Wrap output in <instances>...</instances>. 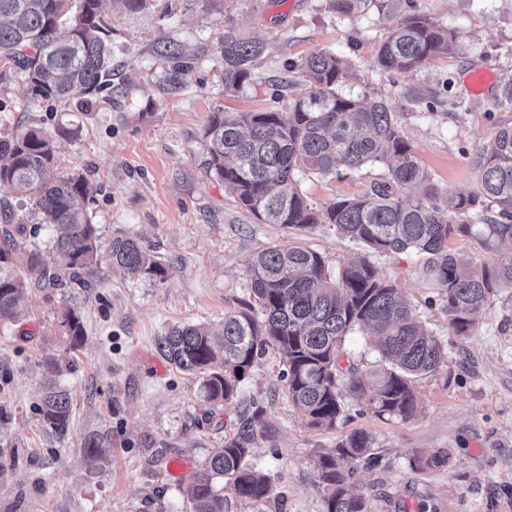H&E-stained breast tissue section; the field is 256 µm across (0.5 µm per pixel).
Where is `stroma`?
Instances as JSON below:
<instances>
[{"mask_svg": "<svg viewBox=\"0 0 512 512\" xmlns=\"http://www.w3.org/2000/svg\"><path fill=\"white\" fill-rule=\"evenodd\" d=\"M112 26V88L89 112L51 113L25 84L0 76V138L30 127L79 123L58 149L60 172L79 171L96 185L86 207L99 243L139 239L166 268L164 281L126 276L101 260L82 288L25 294V315L0 323V512H192L188 484L199 463L244 418L261 409L272 435L258 439L251 463L265 472L271 497L243 512H325L315 486L316 457L346 435L364 431L379 462L360 470L368 512H512V298L494 296L469 337L453 333L425 256L378 254L322 224L303 245L331 266L368 260L415 306L417 318L447 347L448 361L415 385L422 412L385 421L346 404L335 429L309 427L289 403L278 351H269L242 382L238 400L214 406L196 375L177 369L156 340L176 325L220 328L226 311L248 299L246 266L261 251L291 242L287 228L240 209L222 181L207 174L202 134L211 112L287 111L306 85L288 61L327 50L352 67L343 93L389 104L404 137L440 190L470 194L480 186L473 165L499 123L512 122V0H402L461 39L453 54L413 76L375 63L390 23L383 0L359 13H333L328 0H102ZM265 42L252 80L224 90L225 31ZM178 47L187 70L169 83L166 46ZM491 69L484 95L467 92L466 75ZM381 166L326 177L300 175L316 208L370 191ZM24 227L28 246L52 256V230L9 186L0 184V216ZM74 309L84 326L80 347L60 325ZM71 394L69 430L58 437L42 420L48 379ZM107 451L88 457L84 445ZM444 450L447 466L412 467L415 455Z\"/></svg>", "mask_w": 512, "mask_h": 512, "instance_id": "obj_1", "label": "stroma"}]
</instances>
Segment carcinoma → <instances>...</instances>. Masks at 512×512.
<instances>
[{"instance_id":"carcinoma-1","label":"carcinoma","mask_w":512,"mask_h":512,"mask_svg":"<svg viewBox=\"0 0 512 512\" xmlns=\"http://www.w3.org/2000/svg\"><path fill=\"white\" fill-rule=\"evenodd\" d=\"M368 0H329L339 15L358 13ZM377 52L378 65L404 76L430 58L453 52L458 34L418 14L394 13ZM101 0H0V62L32 97L54 111L65 104L90 109L112 84L110 34ZM265 52L259 40L224 32V92L252 80L253 62ZM350 61L329 51L315 52L288 64L309 82L307 93L286 112L211 113L204 130L206 171L232 189L235 202L258 220L305 232L330 224L345 238L376 253L415 252L442 291L449 326L467 337L490 299L512 288V261H487L478 267L448 249V240L469 236L473 225L460 220L472 211L494 207L497 217L483 225L489 249L512 248V123L502 125L476 161L481 192H443L433 183L417 151L404 138L389 105L367 96L340 92ZM78 134V126L30 128L0 139V184L29 196L53 226L54 260L26 247L23 229L5 231L0 266L19 262L26 275L0 276V323L20 316L29 285L27 273L55 286L88 285L101 256L95 224L80 202L97 187L80 172L53 175L58 144ZM381 165L385 176L363 195L339 198L321 209L309 204L296 177L309 172L329 176L343 168L358 171ZM113 267L163 281L165 267L138 240L115 237L106 251ZM251 300L224 313V327L213 334L204 325H176L158 339L161 354L178 369L197 375L204 401L213 405L238 398L240 383L270 346L285 356L288 400L311 427L333 429L350 398L374 416L409 421L421 413L415 390L418 378L447 361L441 342L416 319L412 304L392 283L362 260L332 271L328 259L300 244L274 247L247 264ZM61 326L80 345L83 327L71 309ZM368 328L378 365L342 366L344 341L356 328ZM70 397L49 388L41 405L44 423L67 433ZM253 417L245 419L224 447L207 457L192 475L193 512H237L241 504L269 499L268 475L249 463L259 436ZM373 439L364 432L343 438L317 456L316 487L325 512H368L354 484L357 466L374 462ZM448 453L413 458L417 469L443 468Z\"/></svg>"}]
</instances>
